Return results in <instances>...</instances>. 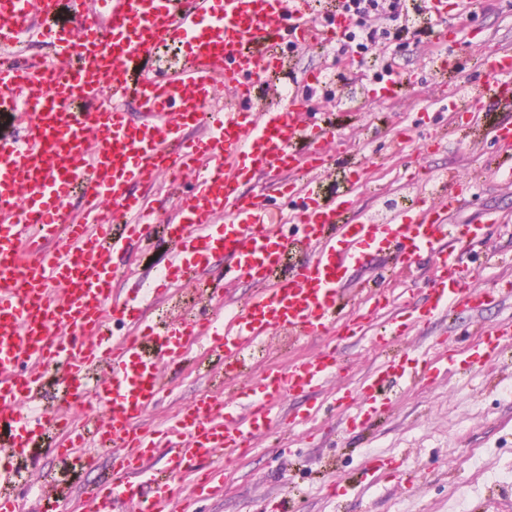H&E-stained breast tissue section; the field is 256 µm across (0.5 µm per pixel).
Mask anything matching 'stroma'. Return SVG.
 <instances>
[{
    "mask_svg": "<svg viewBox=\"0 0 512 512\" xmlns=\"http://www.w3.org/2000/svg\"><path fill=\"white\" fill-rule=\"evenodd\" d=\"M512 46V0H472L466 13L449 6L445 18L432 19L425 35L408 34L396 54L403 86L397 98L371 97L370 70L350 64L338 45L298 47L288 59V83L305 95L307 121L326 128L329 164L320 186L324 195L352 191L360 210L373 213L388 202H414L415 171L439 177L452 172L470 185L461 197L457 221L477 224L495 217L483 238L467 247L464 263L479 271L476 288L491 289L512 281V145L489 134L495 123L512 124V106L492 110L443 111L440 97L459 86L483 84L484 62L498 48ZM344 73L359 84L360 107L340 108L338 96L309 93L303 74ZM364 166L367 180L348 184L351 168ZM164 230L152 241L131 247L122 256L126 277L112 285L120 299L133 297L140 282L153 279L169 262ZM211 272L175 285L194 297L198 307L218 299L243 303L253 292L250 282L225 286L215 293L224 261L214 257ZM393 262L379 254L368 265L349 270L344 295L347 305L337 316L372 307L371 298L387 290L389 307L373 309L374 322L389 320L405 301L425 305L430 285V259L421 257L405 275L392 276ZM512 320V296L479 313L465 309L420 325L411 335L384 349L347 336L343 330L319 339L269 337L260 357H246L241 366L249 376L288 364L291 358L318 350H335L339 369L330 396L358 388L382 361L436 351V342L458 332L491 329ZM171 388L148 420L161 426L192 400L224 388L225 363L192 345L164 361ZM512 358L494 366L454 369L432 384L394 388L385 412L373 414L361 427L352 426V410L339 408L299 429H275L261 436L256 448L226 477L221 500L202 502L201 512H512ZM54 435L43 436L34 453L22 456L24 512H41L44 500L58 512H78L80 494L111 480L113 448L87 447L78 458H58ZM398 464L414 475L408 484L386 471L367 472L371 456ZM484 479L470 483L471 474ZM336 484L337 498L326 495Z\"/></svg>",
    "mask_w": 512,
    "mask_h": 512,
    "instance_id": "stroma-1",
    "label": "stroma"
}]
</instances>
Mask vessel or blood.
Masks as SVG:
<instances>
[{
    "mask_svg": "<svg viewBox=\"0 0 512 512\" xmlns=\"http://www.w3.org/2000/svg\"><path fill=\"white\" fill-rule=\"evenodd\" d=\"M343 33L341 23L315 17L312 0H0L1 484L16 475L14 458L55 431L65 440L62 458L90 437L123 449L114 480L83 492L81 512H121L132 502L138 512H196L199 501L223 494L226 468L260 436L305 423L307 415L283 412L286 393L315 396L309 415H318L337 364L325 349L244 382L230 373L226 395L194 401L163 429L143 425L165 390L162 356L188 338L230 364L243 343L264 336L326 335L347 272L383 252L407 266L430 254L433 278L426 306H406L382 331L372 332L366 314L347 323V335L374 347L455 309L478 312L512 295L471 284L463 249L486 227L451 221L466 183L442 179L418 193V210L375 222L356 213L350 193L320 194L328 132L303 124L304 98L255 97L284 69L290 48L330 44ZM32 45L42 47L40 57L26 54ZM168 45L186 53L162 69L157 60ZM485 69L492 83L511 76L512 50H500ZM189 171L195 186L167 228L172 258L151 296L165 295L170 279L195 278L218 254L225 280L246 279L255 290L232 314L182 318L162 330L142 323L135 304L114 299L111 284L117 257L153 236L145 196L157 178L167 175L174 190ZM283 174L298 238L277 232L263 195L239 192L242 181ZM74 197L78 216L67 206ZM291 252L304 259L282 271ZM110 319L136 330L108 335ZM148 345L155 357L145 355ZM511 348L507 321L431 362L386 361L354 394L355 419L385 410L390 388L493 364ZM106 358L109 383L88 390L87 375ZM52 362L63 364L70 397L46 415L36 409L42 376L34 367ZM85 404L103 412L80 424L71 410ZM161 447L169 456L159 470L152 459Z\"/></svg>",
    "mask_w": 512,
    "mask_h": 512,
    "instance_id": "1",
    "label": "vessel or blood"
}]
</instances>
